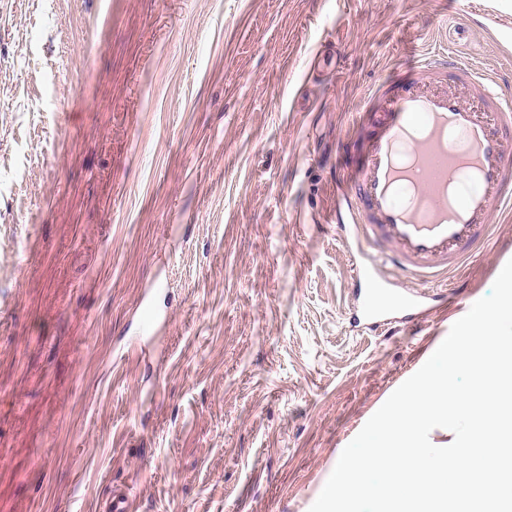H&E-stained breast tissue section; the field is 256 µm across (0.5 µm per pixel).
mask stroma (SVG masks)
<instances>
[{
  "label": "stroma",
  "instance_id": "1",
  "mask_svg": "<svg viewBox=\"0 0 512 512\" xmlns=\"http://www.w3.org/2000/svg\"><path fill=\"white\" fill-rule=\"evenodd\" d=\"M470 2L0 0V512H309L457 320L351 325L337 144L442 24L512 50ZM511 259L505 210L470 301Z\"/></svg>",
  "mask_w": 512,
  "mask_h": 512
}]
</instances>
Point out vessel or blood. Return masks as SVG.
<instances>
[{
	"label": "vessel or blood",
	"mask_w": 512,
	"mask_h": 512,
	"mask_svg": "<svg viewBox=\"0 0 512 512\" xmlns=\"http://www.w3.org/2000/svg\"><path fill=\"white\" fill-rule=\"evenodd\" d=\"M364 104L379 110L373 135L345 138L340 151L349 224L374 255L350 281L363 299L360 320L376 329L462 297L444 275L477 254L495 213L512 206V69L481 68L452 48L421 52ZM386 265L419 291L378 305L372 291L389 286Z\"/></svg>",
	"instance_id": "b4317fda"
}]
</instances>
